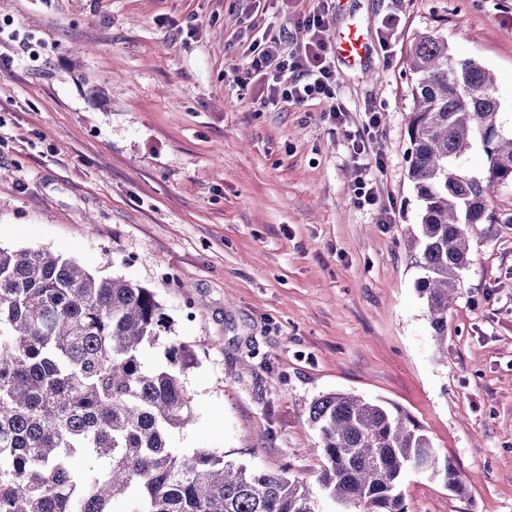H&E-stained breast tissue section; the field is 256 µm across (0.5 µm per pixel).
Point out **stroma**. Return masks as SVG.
<instances>
[{
	"label": "stroma",
	"mask_w": 512,
	"mask_h": 512,
	"mask_svg": "<svg viewBox=\"0 0 512 512\" xmlns=\"http://www.w3.org/2000/svg\"><path fill=\"white\" fill-rule=\"evenodd\" d=\"M314 0H0V246L47 250L98 277L155 292L170 335L197 363L194 421L177 448H212L315 486L323 460L309 409L330 392L384 399L426 431L465 478L458 496L411 472L406 512H512V184L471 230V261L431 336L405 231L419 204L408 178L407 59L432 33L496 77L512 124V0H348L371 45L367 71L335 60L326 105L265 108L239 86L251 38L305 42ZM396 16L390 49L382 20ZM255 24L242 33L243 18ZM30 43L35 57L19 48ZM380 117L373 153L392 223L358 207L347 132Z\"/></svg>",
	"instance_id": "1"
}]
</instances>
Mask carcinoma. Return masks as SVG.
I'll return each mask as SVG.
<instances>
[{
    "mask_svg": "<svg viewBox=\"0 0 512 512\" xmlns=\"http://www.w3.org/2000/svg\"><path fill=\"white\" fill-rule=\"evenodd\" d=\"M408 177L420 204L407 243L440 346L463 288L474 224L512 183V127L499 120L490 70L422 35L409 53ZM481 147L488 166L471 174ZM154 292L96 277L49 251L0 247V512H315L309 487L210 448L180 449L193 421L189 348L167 340ZM161 351L164 364L143 354ZM310 421L325 460L319 482L350 512H405L407 470L466 489L399 406L343 393L317 398Z\"/></svg>",
    "mask_w": 512,
    "mask_h": 512,
    "instance_id": "carcinoma-1",
    "label": "carcinoma"
}]
</instances>
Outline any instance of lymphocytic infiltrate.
Returning a JSON list of instances; mask_svg holds the SVG:
<instances>
[{"label":"lymphocytic infiltrate","instance_id":"1","mask_svg":"<svg viewBox=\"0 0 512 512\" xmlns=\"http://www.w3.org/2000/svg\"><path fill=\"white\" fill-rule=\"evenodd\" d=\"M302 24L308 40L301 48L287 46L280 36H265L252 41L248 47L250 61L237 81L245 87L256 80H266L267 95L261 98V106L280 102L302 105L323 100L334 119L342 120L344 109L334 102L335 73L331 49L322 37L330 24L328 0H318L317 5L304 15Z\"/></svg>","mask_w":512,"mask_h":512}]
</instances>
